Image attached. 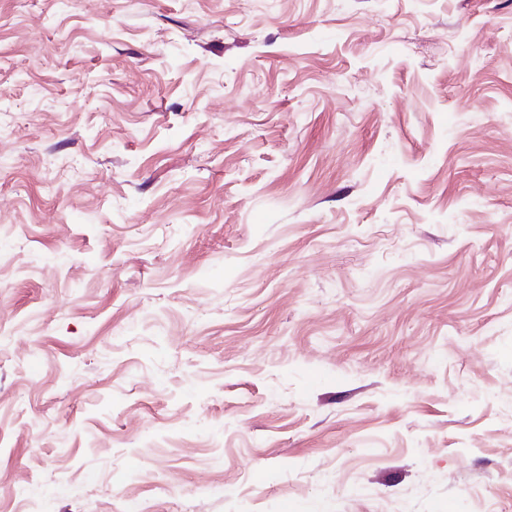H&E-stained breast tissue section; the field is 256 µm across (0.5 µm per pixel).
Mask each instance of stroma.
Segmentation results:
<instances>
[{
    "label": "stroma",
    "mask_w": 512,
    "mask_h": 512,
    "mask_svg": "<svg viewBox=\"0 0 512 512\" xmlns=\"http://www.w3.org/2000/svg\"><path fill=\"white\" fill-rule=\"evenodd\" d=\"M512 512V0H0V512Z\"/></svg>",
    "instance_id": "stroma-1"
}]
</instances>
